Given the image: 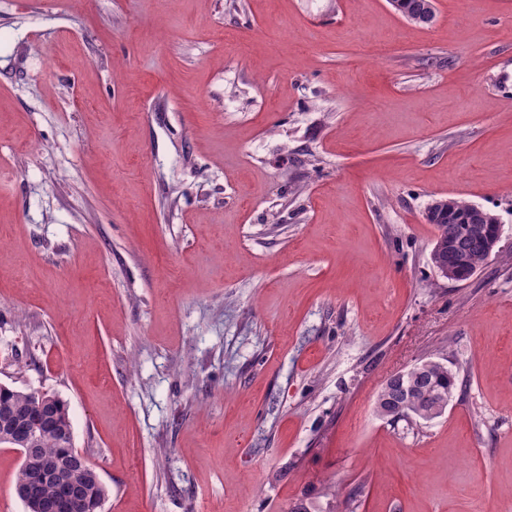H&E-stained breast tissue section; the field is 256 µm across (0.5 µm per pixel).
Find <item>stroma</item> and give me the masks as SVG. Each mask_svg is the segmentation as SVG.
Listing matches in <instances>:
<instances>
[{
	"mask_svg": "<svg viewBox=\"0 0 512 512\" xmlns=\"http://www.w3.org/2000/svg\"><path fill=\"white\" fill-rule=\"evenodd\" d=\"M434 3L0 0V384L98 512H512V0ZM448 195L502 225L461 282ZM400 7H393L401 16L404 12L418 16L419 21L416 24L429 25L435 17V7L433 0H401ZM428 366V362H422L390 376L402 381L408 375L413 374L401 384L387 378L375 400L376 414L378 415L380 409H391L393 401L399 400V398L430 408L441 406L442 403L448 407V399L451 400L456 391L461 390L463 381L459 380V374L456 371L452 372L448 369V365L446 366L440 361H436L428 373L415 374L426 371Z\"/></svg>",
	"mask_w": 512,
	"mask_h": 512,
	"instance_id": "stroma-1",
	"label": "stroma"
}]
</instances>
